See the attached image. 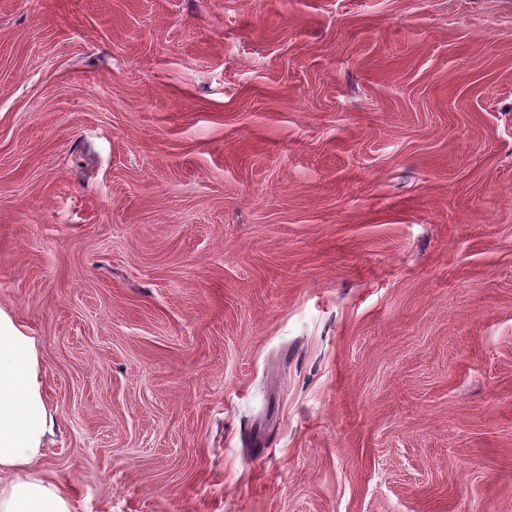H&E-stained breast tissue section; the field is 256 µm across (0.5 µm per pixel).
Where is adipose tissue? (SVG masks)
<instances>
[{
    "mask_svg": "<svg viewBox=\"0 0 512 512\" xmlns=\"http://www.w3.org/2000/svg\"><path fill=\"white\" fill-rule=\"evenodd\" d=\"M41 388L34 337L0 310V512H74L42 467L53 421Z\"/></svg>",
    "mask_w": 512,
    "mask_h": 512,
    "instance_id": "adipose-tissue-1",
    "label": "adipose tissue"
}]
</instances>
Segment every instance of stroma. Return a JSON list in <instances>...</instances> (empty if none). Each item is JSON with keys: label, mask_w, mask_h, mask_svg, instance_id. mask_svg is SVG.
<instances>
[{"label": "stroma", "mask_w": 512, "mask_h": 512, "mask_svg": "<svg viewBox=\"0 0 512 512\" xmlns=\"http://www.w3.org/2000/svg\"><path fill=\"white\" fill-rule=\"evenodd\" d=\"M0 308L75 512H512V0H0Z\"/></svg>", "instance_id": "obj_1"}]
</instances>
